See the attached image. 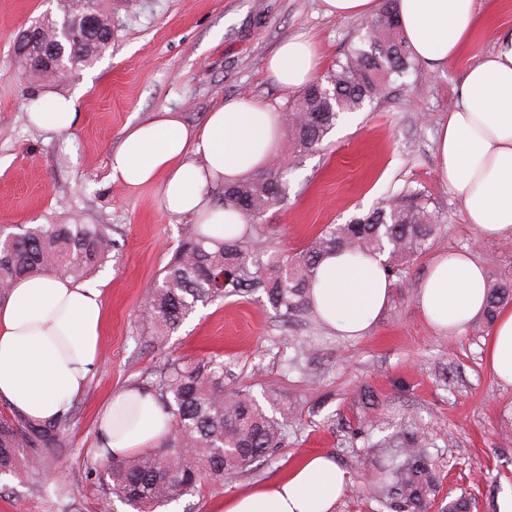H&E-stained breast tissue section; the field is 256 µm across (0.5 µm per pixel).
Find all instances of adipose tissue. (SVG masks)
Listing matches in <instances>:
<instances>
[{
  "label": "adipose tissue",
  "mask_w": 512,
  "mask_h": 512,
  "mask_svg": "<svg viewBox=\"0 0 512 512\" xmlns=\"http://www.w3.org/2000/svg\"><path fill=\"white\" fill-rule=\"evenodd\" d=\"M413 56L429 69L459 59L486 25L477 0H399ZM493 48L465 74L459 100L437 135L438 175L465 220L486 239L512 238V31L492 30ZM266 66L282 86L311 83L318 62L311 41L287 38ZM77 99L49 93L31 121L48 132L71 129ZM280 113L249 96L228 97L197 125L164 109L127 126L109 157V178L127 192L157 183L166 211L187 216L210 236L240 235L246 220L234 207L212 205L209 189L260 171L279 152ZM393 280L384 257L334 253L318 269L312 304L320 319L349 339L366 336L387 307ZM488 297L485 266L467 252L434 256L416 290L426 321L462 334L480 318ZM105 321L102 291L72 279L33 274L17 280L0 302V400L30 419L64 416L87 387L98 362ZM493 375L512 384V307L501 309L485 343ZM170 417L153 392L128 386L98 412L103 448L120 459L159 445ZM348 474L325 454L300 459L280 479L230 497L224 512H333Z\"/></svg>",
  "instance_id": "1"
}]
</instances>
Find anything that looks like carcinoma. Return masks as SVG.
I'll list each match as a JSON object with an SVG mask.
<instances>
[{
  "label": "carcinoma",
  "instance_id": "cac0c4a2",
  "mask_svg": "<svg viewBox=\"0 0 512 512\" xmlns=\"http://www.w3.org/2000/svg\"><path fill=\"white\" fill-rule=\"evenodd\" d=\"M88 39L69 47L70 66L92 62ZM415 59L398 20V0H384L366 23L344 60L298 91L284 128L293 163L224 186L218 205H232L246 218L250 233L215 240L198 224L184 228L180 245L148 292L144 321L159 336L177 330L198 305L255 288L285 316L313 312L311 292L321 260L336 251L388 253V270L428 249L441 225L430 199L410 185L389 195L368 213L343 224H328L304 249L288 256L262 247L259 220L288 197L291 172L305 155L320 150L346 114L387 94L391 77L414 68ZM115 242L100 224H35L10 243L0 240V296L24 275L59 273L81 280L109 259ZM512 303V282L489 286L486 319ZM224 360L185 363L170 359L151 382L171 418V431L157 448L109 464L111 494L134 512L156 509L196 495L202 483H221L284 445V422L267 414L250 391L224 390ZM68 417L38 421L0 414V475L24 461L42 466L38 448L62 447ZM375 497L391 512H427L440 483L424 433L411 432L402 450L379 467Z\"/></svg>",
  "mask_w": 512,
  "mask_h": 512
}]
</instances>
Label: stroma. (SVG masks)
<instances>
[{"instance_id":"obj_1","label":"stroma","mask_w":512,"mask_h":512,"mask_svg":"<svg viewBox=\"0 0 512 512\" xmlns=\"http://www.w3.org/2000/svg\"><path fill=\"white\" fill-rule=\"evenodd\" d=\"M106 5L111 48L51 84L19 68L13 41L32 20L57 11V0H0V228L100 224L116 242L88 277L103 292L102 361L76 402L64 446L47 451L46 468L0 477V512H102L108 461L96 427L100 407L116 388L148 385L168 359L217 354L232 368L227 389L258 395L270 385L279 405L293 406L288 442L161 512H224L225 499L283 477L312 454L332 455L350 476L334 512H387L368 476L387 445L417 427L440 476L436 506L462 495L469 512H512V385L486 364L490 327L481 319L459 335L437 332L416 302L430 260L449 249L475 254L489 281L512 279V240L481 237L437 177L436 132L469 64L491 50L488 31L446 68L421 64L392 77L384 98L347 115L326 149L303 157L287 201L261 219L268 249L292 255L323 225L370 210L403 185L428 196L443 223L430 247L394 275L391 302L368 336L345 339L312 316L284 317L255 291L198 308L159 340L142 328L140 314L186 220L164 209L159 186L130 196L109 180V155L125 126L165 108L198 124L238 95L284 112L294 92L267 71L269 53L305 34L328 69L366 21L328 16L323 0H141L134 14L124 0ZM49 88L79 95V121L69 131L45 132L28 119ZM365 388L376 396L374 408L359 402Z\"/></svg>"}]
</instances>
